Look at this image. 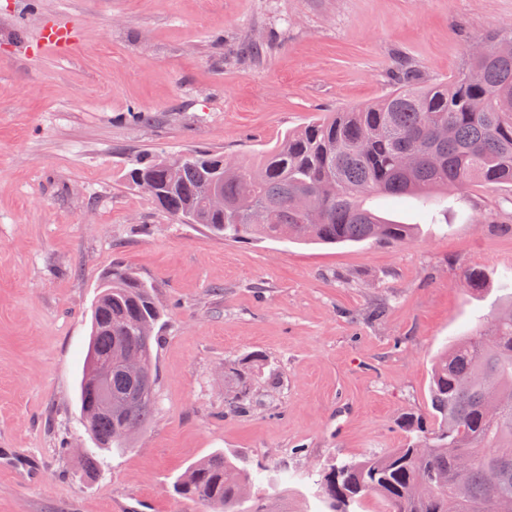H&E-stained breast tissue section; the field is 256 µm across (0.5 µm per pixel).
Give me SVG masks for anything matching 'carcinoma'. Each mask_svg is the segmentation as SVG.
Segmentation results:
<instances>
[{"label":"carcinoma","mask_w":512,"mask_h":512,"mask_svg":"<svg viewBox=\"0 0 512 512\" xmlns=\"http://www.w3.org/2000/svg\"><path fill=\"white\" fill-rule=\"evenodd\" d=\"M482 44L484 55H468L443 83L425 85L400 66L386 97L287 131L256 163L231 167L222 154L190 151L140 163L128 179L153 184L154 203L170 217L228 240L408 241L415 225L380 217L369 199L442 198L512 183V27ZM214 191L224 195L220 210L209 204ZM254 207L273 213V222L250 221ZM161 317L151 285L112 266L92 308L78 387L82 421L101 450H126L154 411L155 398L142 397L124 359L136 355L154 373ZM109 364L110 412L97 386ZM224 375L235 388L228 412H247V377L233 364ZM429 394L433 428L412 421L417 435L406 447L323 470L318 495L328 512H351L369 495L385 512H512V300L436 361ZM253 485L250 471L222 452L176 482L210 512H240Z\"/></svg>","instance_id":"cac0c4a2"}]
</instances>
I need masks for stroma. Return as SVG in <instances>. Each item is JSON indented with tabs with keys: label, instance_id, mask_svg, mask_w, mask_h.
Returning a JSON list of instances; mask_svg holds the SVG:
<instances>
[{
	"label": "stroma",
	"instance_id": "35a3bbf8",
	"mask_svg": "<svg viewBox=\"0 0 512 512\" xmlns=\"http://www.w3.org/2000/svg\"><path fill=\"white\" fill-rule=\"evenodd\" d=\"M510 24L512 0H0V512H204L174 484L216 452L267 469L255 493L274 512H324L323 467L431 425L433 362L507 295L512 184L456 192L431 220L376 197L411 241L320 245L175 223L127 172L195 148L255 158L384 98L398 60L448 80ZM51 28L69 53L45 48ZM115 264L165 310L156 406L89 476L77 388ZM228 362L251 381L247 413L226 411Z\"/></svg>",
	"mask_w": 512,
	"mask_h": 512
}]
</instances>
